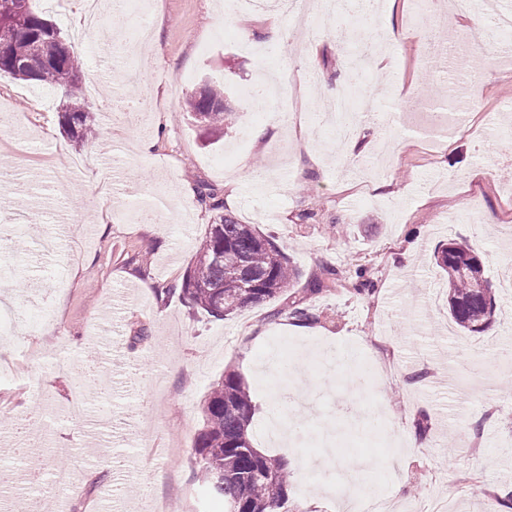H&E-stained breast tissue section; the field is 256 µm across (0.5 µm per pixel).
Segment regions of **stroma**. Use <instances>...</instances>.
Segmentation results:
<instances>
[{
  "label": "stroma",
  "instance_id": "35a3bbf8",
  "mask_svg": "<svg viewBox=\"0 0 512 512\" xmlns=\"http://www.w3.org/2000/svg\"><path fill=\"white\" fill-rule=\"evenodd\" d=\"M415 2L369 9L354 0L353 32L312 38L304 57L288 45L271 63L224 37L229 26L265 41L259 22L225 16L218 0H150L143 14L112 0L103 20L118 37L104 47L76 43L81 0L47 9L84 62L98 136L77 142L63 132V88L0 77V107L19 115L23 131H0V263L11 270L0 302L20 312L51 303L37 328L20 320L0 340V355L14 360L12 380L0 382V452L23 431L44 440L36 461L0 479V507L29 506L34 492L59 512H112L116 500L138 512L145 496L165 512H224L200 486L193 447L204 401L232 368L250 389L255 447L295 474L293 512H339L349 471L353 498L364 487L384 495L397 478L407 500L440 494L454 512H499L496 495L512 488V294L498 292L485 332L460 331L434 251L466 242L493 280L512 265V138L502 134L512 127V64L485 7L435 18ZM434 22L448 42L444 69L426 38ZM389 25L407 39L386 42ZM477 26L487 35L474 47ZM358 32L374 48L359 79L381 121L354 115L347 143L327 136L328 120L304 115L323 89L357 79L349 58ZM273 63L288 103L252 117L236 90ZM309 68L315 81L302 79ZM214 75L224 78L225 118L207 125L187 99ZM454 94L470 102L468 122L432 146L433 103ZM260 126L267 132L257 141ZM159 184L171 190V212L140 219ZM203 184L224 197L222 211L200 205ZM222 214L273 233L301 276L277 302L219 320L157 290L183 278ZM408 249L411 262H396ZM138 251L148 263H128ZM328 267L337 280L325 281ZM359 267L372 292L355 291ZM295 302L323 313L304 336L271 315ZM69 354L82 372L56 371ZM358 375L370 385L350 390ZM80 386L87 406L77 412L70 401ZM348 402L361 409L363 430L345 419ZM277 412L291 420L295 444L268 443L265 424ZM409 434L422 447H407ZM346 448L355 451L349 469ZM60 470L76 487L71 496L53 482Z\"/></svg>",
  "mask_w": 512,
  "mask_h": 512
}]
</instances>
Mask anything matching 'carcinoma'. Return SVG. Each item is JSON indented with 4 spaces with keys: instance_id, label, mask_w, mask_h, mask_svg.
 <instances>
[{
    "instance_id": "1",
    "label": "carcinoma",
    "mask_w": 512,
    "mask_h": 512,
    "mask_svg": "<svg viewBox=\"0 0 512 512\" xmlns=\"http://www.w3.org/2000/svg\"><path fill=\"white\" fill-rule=\"evenodd\" d=\"M49 24L33 0L14 13L9 53L0 54V74L68 86L71 100L61 113L62 129L75 140L92 139L95 129L88 122V104L80 94L81 58L55 28L54 40L40 50L28 40L31 31ZM223 97L224 80L216 78L201 99L189 101L195 119L224 120L217 104ZM435 263L448 279L452 321L464 332H484L495 313L496 293L479 254L465 243L450 240L437 252ZM299 278V269L273 237L222 215L210 225L182 280L157 292L177 295L194 309L222 319L250 305L280 298ZM282 314L304 325L321 319L315 309L295 303L273 310L271 316ZM251 410L249 387L237 373L224 372L205 400L204 425L194 444L201 484L207 495L224 500V512H288V465L254 447L248 432Z\"/></svg>"
}]
</instances>
